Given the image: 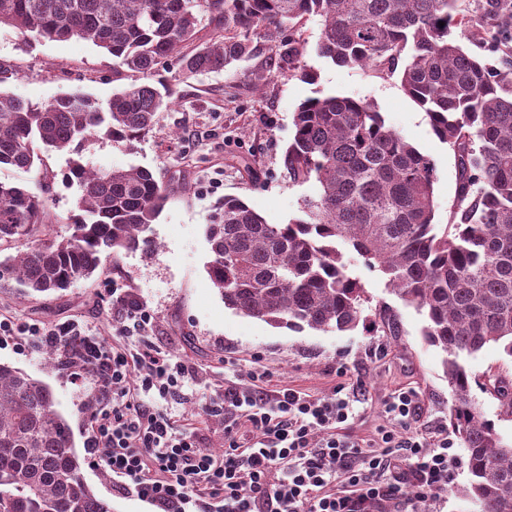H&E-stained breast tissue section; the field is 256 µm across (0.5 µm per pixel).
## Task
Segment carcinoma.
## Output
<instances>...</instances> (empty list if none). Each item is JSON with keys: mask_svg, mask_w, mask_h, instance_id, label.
<instances>
[{"mask_svg": "<svg viewBox=\"0 0 512 512\" xmlns=\"http://www.w3.org/2000/svg\"><path fill=\"white\" fill-rule=\"evenodd\" d=\"M318 17L316 52L333 65L400 72L459 168L447 224L434 223L436 162L385 125L368 101L329 95L302 102L283 163L317 193L299 214L271 224L239 197H226L205 224V269L224 306L277 326L354 330L369 302L338 245L378 269L400 300L424 315L423 336L439 348L454 403L449 420L467 450L464 495L476 512H512V444L485 420L472 387L512 414V381L477 379L464 358L490 343L512 358V64L490 66L453 35L461 0H0V25L26 37L89 41L137 79L106 103L72 93L31 104L0 90V166L30 172L40 148L78 155L65 177L81 195L72 233L45 238L47 201L0 181V277L29 295L60 292L104 272L108 258L154 246L152 224L170 190L149 170H100L79 158L102 135L130 147L172 103L159 68L177 57L178 79L231 70L257 59L261 91L288 69L315 81L300 32ZM220 33L198 37L202 23ZM383 329L399 332L388 307ZM70 425L51 387L0 363V512H112L85 481Z\"/></svg>", "mask_w": 512, "mask_h": 512, "instance_id": "carcinoma-1", "label": "carcinoma"}]
</instances>
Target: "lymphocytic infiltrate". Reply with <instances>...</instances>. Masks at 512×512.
I'll return each instance as SVG.
<instances>
[{
  "label": "lymphocytic infiltrate",
  "instance_id": "1",
  "mask_svg": "<svg viewBox=\"0 0 512 512\" xmlns=\"http://www.w3.org/2000/svg\"><path fill=\"white\" fill-rule=\"evenodd\" d=\"M0 335L52 346L73 337L63 363L75 378H90L99 403L89 422L91 458L112 471L118 494L146 499L156 512H425L454 478L447 427L403 433L420 410L412 389L387 397L386 424L363 440L347 430L356 389L327 399L287 387L271 394L266 373L251 370L208 407L224 418L218 457L161 407L190 375L169 354L121 349L76 326L0 321Z\"/></svg>",
  "mask_w": 512,
  "mask_h": 512
}]
</instances>
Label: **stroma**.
I'll return each instance as SVG.
<instances>
[{
    "label": "stroma",
    "mask_w": 512,
    "mask_h": 512,
    "mask_svg": "<svg viewBox=\"0 0 512 512\" xmlns=\"http://www.w3.org/2000/svg\"><path fill=\"white\" fill-rule=\"evenodd\" d=\"M319 34V20H308L302 32L304 60L316 71L315 81H302L285 70L273 74L255 93L244 88L241 72L199 75L175 84L172 105L159 113L153 131L133 148L101 136L86 142L82 155L98 169L145 168L169 185L170 200L152 226L154 248L120 254L107 273L78 280L63 294L48 298L27 297L12 276L0 278V320L47 328L76 321L116 346L131 348L143 341L191 367L184 399L167 411L198 428L215 453L224 448V421L205 416L203 409L223 393L226 376L243 378L255 367L267 371L269 391L287 386L330 398L339 385L362 384L365 397L354 405L356 419L351 426L361 437L385 423L383 402L396 390L418 392L421 410L414 422L418 429L447 423L453 403L442 354L422 338L423 316L393 294L385 277L368 268L356 253L344 254L349 274L364 286L372 305L396 311L399 335L370 321L347 333L296 332L244 317L225 308L205 271L209 245L204 224L216 202L237 196L269 223L284 224L297 214L301 200L315 193V184L289 178L282 159L294 134V112L314 97L336 94L372 102L386 126L436 161L435 221L449 220L459 182L452 148L434 134L426 113L404 91L398 74L326 62L315 51ZM0 64L17 72L0 88L32 104L75 92L104 102L133 80L131 73L116 70L111 55L91 42L25 38L5 25L0 27ZM43 159L44 177L4 165L0 181L44 196L49 238L66 237L79 212L80 191L64 177L72 156L50 150ZM116 286L125 288L150 312L152 324L142 337L130 335L125 310L113 304ZM228 357L236 358V367L225 366ZM0 362L22 368L51 386L76 449H83L90 389L74 385L61 364L48 363L41 345L33 341L22 351L1 342ZM84 476L111 501L112 512H154L150 504L118 494L111 471L90 464Z\"/></svg>",
    "instance_id": "stroma-1"
}]
</instances>
